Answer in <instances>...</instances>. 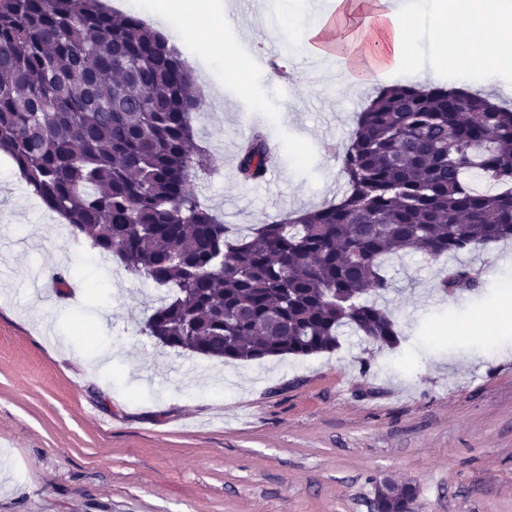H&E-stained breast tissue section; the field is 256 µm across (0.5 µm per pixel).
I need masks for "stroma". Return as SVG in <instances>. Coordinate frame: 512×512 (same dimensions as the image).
Segmentation results:
<instances>
[{
    "mask_svg": "<svg viewBox=\"0 0 512 512\" xmlns=\"http://www.w3.org/2000/svg\"><path fill=\"white\" fill-rule=\"evenodd\" d=\"M224 33L256 102L213 58L201 27L163 35L219 98L202 97L197 142L222 160L194 191L246 227L336 198V157L377 94L254 63L277 0H233ZM278 144L274 178L243 181L235 144ZM512 242L480 250L477 290L451 297L438 263L388 268L382 304L400 343L344 336L307 357L224 362L162 347L142 329L170 290L126 273L29 197L0 154V512H372L377 483H409L413 512H512ZM71 270L82 291L55 285ZM458 332H448V325Z\"/></svg>",
    "mask_w": 512,
    "mask_h": 512,
    "instance_id": "obj_1",
    "label": "stroma"
}]
</instances>
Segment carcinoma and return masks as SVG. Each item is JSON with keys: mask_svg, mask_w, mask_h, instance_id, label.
Instances as JSON below:
<instances>
[{"mask_svg": "<svg viewBox=\"0 0 512 512\" xmlns=\"http://www.w3.org/2000/svg\"><path fill=\"white\" fill-rule=\"evenodd\" d=\"M201 99L176 48L101 0H0V152L70 228L131 275L173 289L146 321L158 344L213 358L310 356L348 330L394 348L380 304L391 255L437 260L512 239V107L396 83L359 112L336 199L240 234L190 187L218 158L196 142ZM267 136L237 155L265 175ZM443 270L452 297L476 287ZM414 486L376 491L411 512Z\"/></svg>", "mask_w": 512, "mask_h": 512, "instance_id": "carcinoma-1", "label": "carcinoma"}]
</instances>
